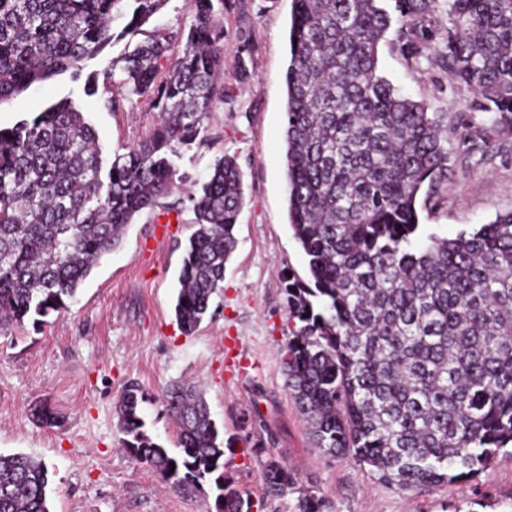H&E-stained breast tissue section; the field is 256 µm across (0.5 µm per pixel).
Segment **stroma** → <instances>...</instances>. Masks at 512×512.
<instances>
[{"instance_id": "stroma-1", "label": "stroma", "mask_w": 512, "mask_h": 512, "mask_svg": "<svg viewBox=\"0 0 512 512\" xmlns=\"http://www.w3.org/2000/svg\"><path fill=\"white\" fill-rule=\"evenodd\" d=\"M292 0H229L216 21L224 30L225 97L207 120L204 145L182 147L177 164L203 179L215 161L234 157L244 174L245 205L235 229L236 249L222 288L193 333L175 317L184 248L195 229L190 186L170 195L177 219L136 216L120 246L105 254L67 311L0 336V452L42 460L50 475L51 512H216L213 495H182L120 447L115 405L138 383L141 411L152 437L177 440L162 395L174 381L199 382L213 419L231 447L225 470L258 502V512H295L299 493L321 497L327 512H512V447L499 451L469 481L400 492L369 466L314 447L309 428L286 389L282 349L288 321L282 283L307 278V258L289 226L282 131L286 107ZM185 0H165L142 30L113 39L90 67L102 70L153 33L187 24ZM252 47L247 78L236 57ZM379 69L401 92L446 115L452 170L419 222L440 237H455L512 210V124L486 127V143L470 135L485 115L469 109L466 88H454L437 66L415 65L391 43L379 47ZM120 88L86 95L82 82L62 74L0 104V129L29 119L62 98L72 99L96 131L104 160L126 153L150 132L156 113L148 101L125 104ZM122 106L112 112L104 101ZM55 416L48 425L39 407ZM270 448L297 483L264 498L255 445Z\"/></svg>"}]
</instances>
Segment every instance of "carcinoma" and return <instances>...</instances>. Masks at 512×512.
<instances>
[{"label": "carcinoma", "mask_w": 512, "mask_h": 512, "mask_svg": "<svg viewBox=\"0 0 512 512\" xmlns=\"http://www.w3.org/2000/svg\"><path fill=\"white\" fill-rule=\"evenodd\" d=\"M164 0H0V103L68 73L93 95L119 82L158 114L149 138L105 163L69 98L0 130V335L67 308L134 217L181 181L176 147L194 144L224 86L226 0H188L189 24L85 73L115 35L141 30ZM123 24L114 32V24ZM392 39L471 90L470 108L512 124V0H294L285 74L289 225L313 285L285 281V385L329 455L371 467L397 490L461 483L512 445V211L453 238L416 244L418 201L448 180L444 117L378 73ZM243 174L218 160L189 201L175 316L194 331L237 245ZM139 386L115 406L121 448L182 493L210 489L217 512H252L224 470V439L193 386L166 391L177 452L146 429ZM264 493L295 475L268 448ZM48 469L0 453V512H50ZM301 493L297 512H325Z\"/></svg>", "instance_id": "obj_1"}]
</instances>
